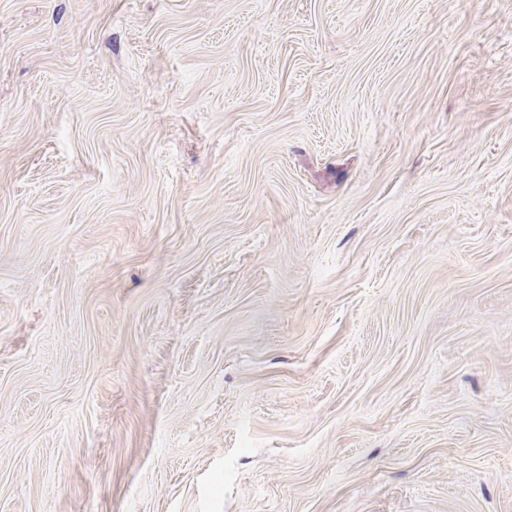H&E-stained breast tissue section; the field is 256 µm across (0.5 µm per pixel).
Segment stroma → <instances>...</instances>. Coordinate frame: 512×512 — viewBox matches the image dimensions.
<instances>
[{"label": "stroma", "mask_w": 512, "mask_h": 512, "mask_svg": "<svg viewBox=\"0 0 512 512\" xmlns=\"http://www.w3.org/2000/svg\"><path fill=\"white\" fill-rule=\"evenodd\" d=\"M0 512H512V0H0Z\"/></svg>", "instance_id": "obj_1"}]
</instances>
